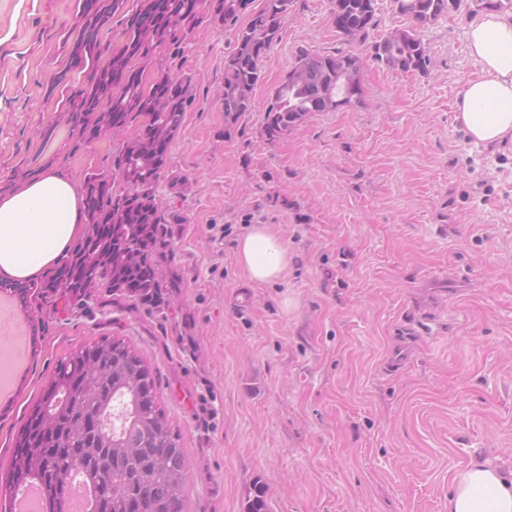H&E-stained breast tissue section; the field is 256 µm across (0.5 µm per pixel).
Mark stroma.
Returning <instances> with one entry per match:
<instances>
[{
  "mask_svg": "<svg viewBox=\"0 0 512 512\" xmlns=\"http://www.w3.org/2000/svg\"><path fill=\"white\" fill-rule=\"evenodd\" d=\"M332 0H294L263 61L251 112L227 123L224 61L246 15L202 7L146 64L189 97L155 199L169 225L164 308L101 296L16 313L37 352L0 401V473L58 362L91 339L129 340L153 368L188 457L187 512H448L454 474L512 470V140L474 144L455 100L478 73L461 0L421 31L427 73L371 62L365 102L319 112L275 140L276 86L299 49L337 35ZM78 0H0V193L52 166L76 185L117 173L129 125L83 136L70 97ZM66 81H59V73ZM182 185L172 188V178ZM268 225L292 261L251 281L236 243Z\"/></svg>",
  "mask_w": 512,
  "mask_h": 512,
  "instance_id": "35a3bbf8",
  "label": "stroma"
}]
</instances>
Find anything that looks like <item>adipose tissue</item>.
Instances as JSON below:
<instances>
[{
  "label": "adipose tissue",
  "mask_w": 512,
  "mask_h": 512,
  "mask_svg": "<svg viewBox=\"0 0 512 512\" xmlns=\"http://www.w3.org/2000/svg\"><path fill=\"white\" fill-rule=\"evenodd\" d=\"M479 67L455 101L456 119L471 140L486 146L512 139V19L485 12L467 29ZM83 196L63 174L48 169L0 195V279L26 282L53 269L81 233ZM236 257L256 283L280 280L291 255L264 224L238 241ZM448 512H512V474L484 463L456 472Z\"/></svg>",
  "instance_id": "1"
}]
</instances>
